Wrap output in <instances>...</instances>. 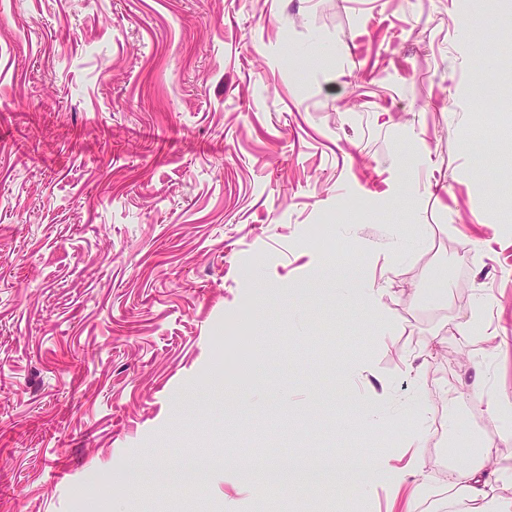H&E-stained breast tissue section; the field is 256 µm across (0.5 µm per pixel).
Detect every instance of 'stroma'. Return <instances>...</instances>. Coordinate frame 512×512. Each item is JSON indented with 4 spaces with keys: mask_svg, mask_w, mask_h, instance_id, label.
<instances>
[{
    "mask_svg": "<svg viewBox=\"0 0 512 512\" xmlns=\"http://www.w3.org/2000/svg\"><path fill=\"white\" fill-rule=\"evenodd\" d=\"M504 99L512 0H0V512H387L415 432V512H462L433 449L512 455ZM263 449L342 470L249 485Z\"/></svg>",
    "mask_w": 512,
    "mask_h": 512,
    "instance_id": "35a3bbf8",
    "label": "stroma"
}]
</instances>
